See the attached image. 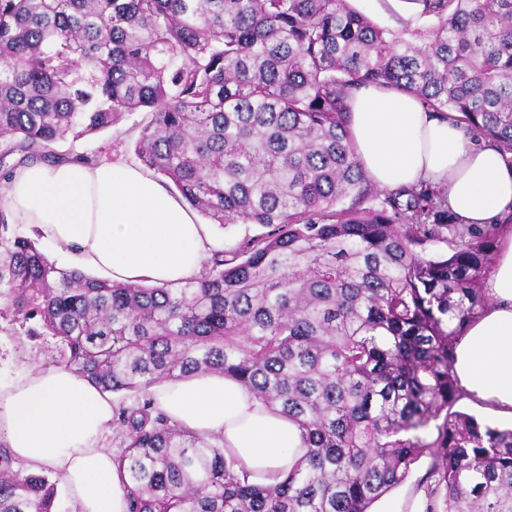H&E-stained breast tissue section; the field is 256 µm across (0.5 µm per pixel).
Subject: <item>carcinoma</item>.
Returning <instances> with one entry per match:
<instances>
[{
    "label": "carcinoma",
    "mask_w": 512,
    "mask_h": 512,
    "mask_svg": "<svg viewBox=\"0 0 512 512\" xmlns=\"http://www.w3.org/2000/svg\"><path fill=\"white\" fill-rule=\"evenodd\" d=\"M422 2L425 23L392 29L349 0H0V181L96 162L53 146L146 110L144 166L211 223L267 228L180 288L119 285L57 267L0 209V315L120 396L129 512H369L422 459V512H512V430L454 410L500 227L456 223L432 183L377 189L351 140L348 100L375 85L512 163V0ZM211 373L298 426L281 481H249L155 406L153 385ZM56 494L0 443V512Z\"/></svg>",
    "instance_id": "1"
}]
</instances>
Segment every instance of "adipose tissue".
<instances>
[{
  "label": "adipose tissue",
  "mask_w": 512,
  "mask_h": 512,
  "mask_svg": "<svg viewBox=\"0 0 512 512\" xmlns=\"http://www.w3.org/2000/svg\"><path fill=\"white\" fill-rule=\"evenodd\" d=\"M352 142L383 189L446 186L460 224H495L512 213V165L497 148L401 91L373 85L350 102ZM0 208L50 243L71 268L115 283L177 286L199 277L224 229L195 212L145 167L121 160L34 163L14 173ZM490 301L462 331L454 368L467 398L512 419V225L500 235L487 281ZM157 407L270 483L300 456V432L237 381L219 374L152 387ZM113 402L63 366L0 379V442L32 471L61 475L70 512H127L126 491L105 445Z\"/></svg>",
  "instance_id": "1"
}]
</instances>
